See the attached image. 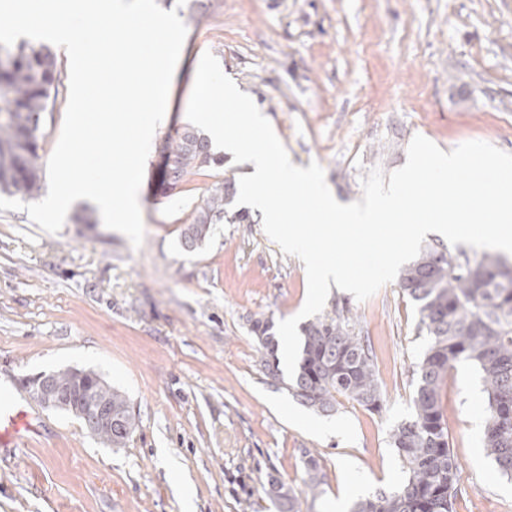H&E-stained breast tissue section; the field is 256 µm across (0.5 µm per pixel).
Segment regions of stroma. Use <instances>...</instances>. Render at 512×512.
<instances>
[{"label": "stroma", "instance_id": "stroma-1", "mask_svg": "<svg viewBox=\"0 0 512 512\" xmlns=\"http://www.w3.org/2000/svg\"><path fill=\"white\" fill-rule=\"evenodd\" d=\"M202 2L146 162L142 246L96 213L50 234L27 212H0V393L35 414L0 452V512H279L270 480L301 488L310 454L325 483L299 496L298 512H331L351 485L368 499L405 479L390 435L413 415V369L429 345L414 302L395 282L362 302L331 288L324 310L348 313L368 337L384 406L314 412L267 374L250 331L252 318L301 310L300 260L256 213L214 225L193 252L179 244L207 188L248 164L225 161L170 197L159 164L188 123L190 71L207 51L292 162H318L342 200L361 199L369 169L402 167L417 134L445 151L481 140L512 153V0ZM66 367L96 370L129 399L139 427L125 447L33 405L23 379ZM441 405L461 467L455 512H512V478L484 447L488 403L473 367L449 370Z\"/></svg>", "mask_w": 512, "mask_h": 512}]
</instances>
